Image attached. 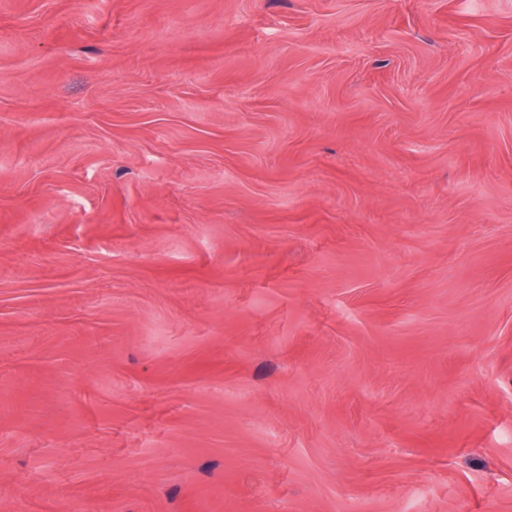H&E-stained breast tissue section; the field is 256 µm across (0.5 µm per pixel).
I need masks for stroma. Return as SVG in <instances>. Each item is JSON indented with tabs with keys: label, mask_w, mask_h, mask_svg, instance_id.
Instances as JSON below:
<instances>
[{
	"label": "stroma",
	"mask_w": 512,
	"mask_h": 512,
	"mask_svg": "<svg viewBox=\"0 0 512 512\" xmlns=\"http://www.w3.org/2000/svg\"><path fill=\"white\" fill-rule=\"evenodd\" d=\"M0 512H512V0H0Z\"/></svg>",
	"instance_id": "obj_1"
}]
</instances>
